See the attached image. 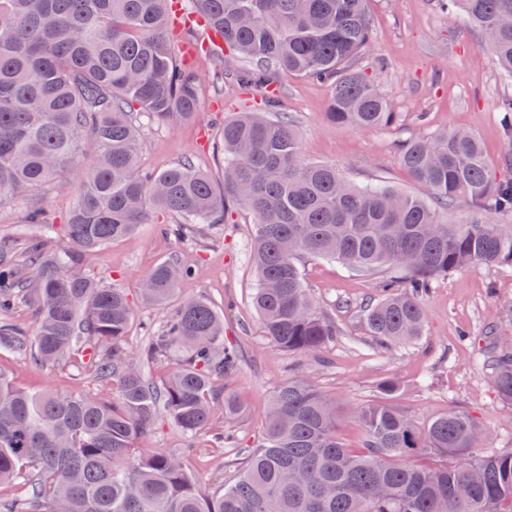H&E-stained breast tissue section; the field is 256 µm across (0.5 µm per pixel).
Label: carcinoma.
I'll return each mask as SVG.
<instances>
[{
    "mask_svg": "<svg viewBox=\"0 0 512 512\" xmlns=\"http://www.w3.org/2000/svg\"><path fill=\"white\" fill-rule=\"evenodd\" d=\"M171 0H0V209L24 196L28 223L42 231L23 251L0 239V353H28L54 368L70 359L112 386L95 394L32 393L0 368V484L26 494L6 512H512V451H488L480 421L450 409L419 423L394 403L398 384L350 412L361 430L353 450L339 411L299 369L271 395L260 444L214 493L185 464L187 449L140 452L159 411L192 439L209 427L214 383L233 377L239 351L224 342V313L204 299L176 300L196 273L163 261L139 283L143 303L173 311L129 354L127 295L81 271L86 253L131 235L161 211L183 219L162 230L176 239L194 224H222L239 205L254 217L252 304L266 341L311 354L341 335L307 287L301 259L334 260L357 273L389 272L363 322L382 347L424 333L423 297L450 271L512 267V184L492 176L480 141L451 130L422 136L401 164L422 189L351 183L333 164L305 161L299 133L277 101L266 112L224 122V180L185 161L155 173L138 165V110L189 122L202 77L168 48ZM194 14L250 64L238 79L266 88L271 74L332 85L329 120L368 131L397 113L351 62L372 46L367 0H193ZM478 29L482 46L512 77V0H451ZM98 149L75 167L87 138ZM81 183L65 223L44 221L41 190L63 177ZM461 201L468 216L445 214ZM69 247L58 250L53 235ZM36 307L30 330L14 318ZM484 362L499 397L512 404V349ZM166 366L153 376L149 368Z\"/></svg>",
    "mask_w": 512,
    "mask_h": 512,
    "instance_id": "carcinoma-1",
    "label": "carcinoma"
}]
</instances>
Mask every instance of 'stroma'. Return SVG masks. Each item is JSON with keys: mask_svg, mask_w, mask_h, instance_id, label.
<instances>
[{"mask_svg": "<svg viewBox=\"0 0 512 512\" xmlns=\"http://www.w3.org/2000/svg\"><path fill=\"white\" fill-rule=\"evenodd\" d=\"M373 47L356 58V66L375 78L398 121L389 127L359 131L331 123L326 115L329 83L310 78L278 76L269 92L244 87L236 76L242 60L232 52L223 59L206 53L190 57L185 42L171 36L177 59L189 60L203 75L199 106L187 125H167L140 117L139 165L160 171L183 160L207 171L222 183L219 152L222 121L236 112L265 109L266 95L278 101L300 135L303 159L331 162L358 185L385 182L405 192L419 193L400 162L403 145L423 135L464 129L483 143L493 176L512 178V140L500 123L498 102L512 97V78L497 67L483 48L477 29L445 14L442 0H369ZM252 214L232 207L224 223L198 224L178 240L164 236L154 217L130 237L85 255L83 273L105 278L123 289L134 309L126 341L137 354L167 311L144 305L140 279L156 264L172 257L196 266L194 278L179 285L182 298H203L224 314V338L241 352L238 373L217 393L232 392L243 404L240 417L225 423L216 408L213 424L229 427L243 445H252L262 429L267 401L276 385L296 367L343 410L379 397L377 385L396 380V403L419 422L457 407L484 426L496 451L512 449V404L500 400L483 364L482 352L492 340L512 342V268L481 267L439 276L425 300L423 336L396 349L381 348L365 330L364 304L377 298L381 274L361 275L341 264L307 257L301 262L319 306L337 323L340 337L322 352L293 354L268 343L251 296L256 286L251 261ZM0 367L19 388H46L68 393H94L111 398L112 389L96 381L80 365L43 368L23 353L0 354ZM145 448H188L186 464L199 484L214 490L232 480L238 470L235 449L214 448L207 435L185 439L166 419L158 418Z\"/></svg>", "mask_w": 512, "mask_h": 512, "instance_id": "obj_1", "label": "stroma"}]
</instances>
